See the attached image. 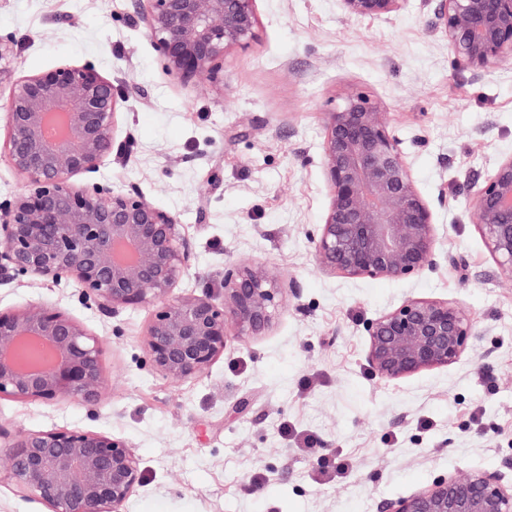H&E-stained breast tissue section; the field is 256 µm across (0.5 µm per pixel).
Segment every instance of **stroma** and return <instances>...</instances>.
<instances>
[{
	"label": "stroma",
	"instance_id": "35a3bbf8",
	"mask_svg": "<svg viewBox=\"0 0 512 512\" xmlns=\"http://www.w3.org/2000/svg\"><path fill=\"white\" fill-rule=\"evenodd\" d=\"M257 8L256 36L226 52L223 81L185 86L164 72L131 0H0L15 74L90 62L125 96L98 176L177 216L193 244L177 293L218 290L234 264L266 265L301 288L264 335L231 341L208 373L172 381L146 356L151 308L112 318L70 281L0 286L2 310L43 301L103 337L107 381L91 405L1 400L0 425L128 441L145 478L124 512H378L438 477L512 459V278L493 275L469 210L471 183L512 156V65L478 77L458 69L423 0L388 20L347 19L339 0ZM353 92L388 112L419 191L447 197L438 248L460 267L388 280L316 263L308 234L328 205L324 119ZM410 298L466 307L474 348L445 368L378 378L363 323ZM284 422L342 450L347 474L316 480Z\"/></svg>",
	"mask_w": 512,
	"mask_h": 512
}]
</instances>
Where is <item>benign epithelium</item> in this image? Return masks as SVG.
I'll return each instance as SVG.
<instances>
[{
  "label": "benign epithelium",
  "instance_id": "1",
  "mask_svg": "<svg viewBox=\"0 0 512 512\" xmlns=\"http://www.w3.org/2000/svg\"><path fill=\"white\" fill-rule=\"evenodd\" d=\"M351 18L387 19L407 0H340ZM433 25L457 67L482 74L512 64V0H428ZM163 68L182 81L218 80L227 50L251 40L257 0H134ZM16 41L0 34V76ZM119 100L93 64H61L19 77L6 104L4 157L24 190L0 204V285L20 276L76 283L106 315L152 308L144 346L154 371L170 380L205 374L232 339L272 325L298 282L265 265L224 270L218 292L176 295L192 245L176 216L135 187L116 191L93 178L112 153ZM62 132L49 142V115ZM320 168L329 189L324 222L312 233L318 264L349 278L402 280L458 264L437 247L434 210L416 188L388 113L368 96L347 97L327 113ZM474 224L496 263L512 277V156L471 188ZM118 246L130 258L115 259ZM366 362L377 377L402 379L448 367L473 347L470 313L446 300L412 298L365 323ZM104 340L60 308L33 302L0 310V400H99L106 377ZM14 485L47 512H123L143 481L134 448L103 433L69 428L10 431ZM380 512H512V483L501 471L471 469L440 477Z\"/></svg>",
  "mask_w": 512,
  "mask_h": 512
}]
</instances>
